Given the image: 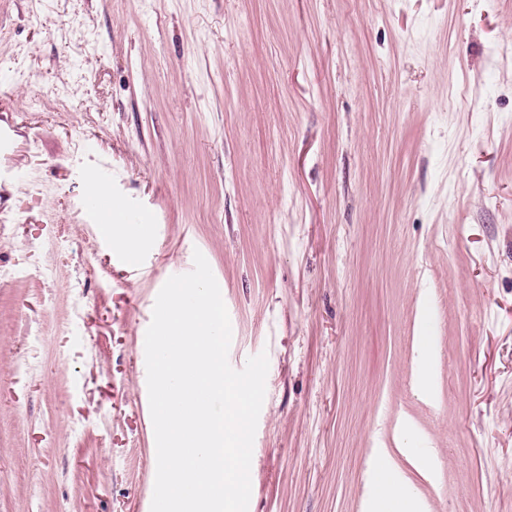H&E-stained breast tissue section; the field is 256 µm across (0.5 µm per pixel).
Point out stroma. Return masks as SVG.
<instances>
[{
    "mask_svg": "<svg viewBox=\"0 0 512 512\" xmlns=\"http://www.w3.org/2000/svg\"><path fill=\"white\" fill-rule=\"evenodd\" d=\"M0 128V512H150L145 335L197 250L269 361L248 512H362L403 414L429 512H512V0H0ZM87 207L98 224H112L119 203L105 190L94 187ZM143 224H128L123 218L112 224V238L121 248L135 252L144 242L141 233ZM429 314L422 304L419 310L421 332L416 336V352L418 355L419 373L416 387L421 398L431 400L433 397L432 368L435 362L433 336L429 335Z\"/></svg>",
    "mask_w": 512,
    "mask_h": 512,
    "instance_id": "obj_1",
    "label": "stroma"
}]
</instances>
